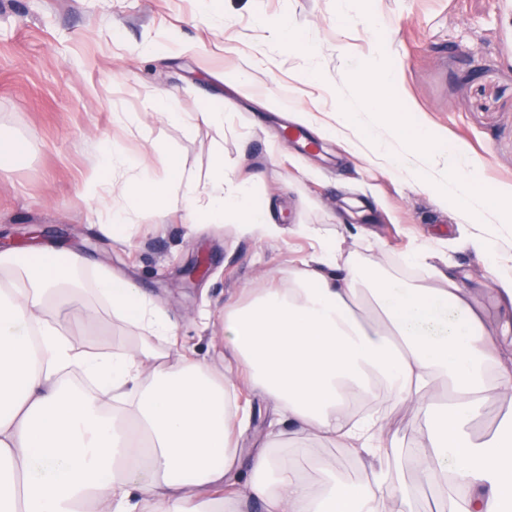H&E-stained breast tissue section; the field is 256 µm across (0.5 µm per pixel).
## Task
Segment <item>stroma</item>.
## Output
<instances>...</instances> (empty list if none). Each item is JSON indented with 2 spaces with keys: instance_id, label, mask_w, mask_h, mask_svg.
Here are the masks:
<instances>
[{
  "instance_id": "35a3bbf8",
  "label": "stroma",
  "mask_w": 512,
  "mask_h": 512,
  "mask_svg": "<svg viewBox=\"0 0 512 512\" xmlns=\"http://www.w3.org/2000/svg\"><path fill=\"white\" fill-rule=\"evenodd\" d=\"M210 8L202 0H0V129L27 146L15 168L0 173V242L84 256L78 278L90 303L101 268L131 280L178 326L177 343L157 339L158 351L190 354L223 374L225 311L247 303L250 289L287 284L309 241H262L230 219L189 226L180 213L151 207L108 237L95 204L80 197L108 142L129 162H148L161 180L173 162L206 182L219 157L225 171L247 178L252 206L272 222L320 227L343 254L389 274L417 280L401 260L414 239H433L493 326L512 324L488 258L465 244L470 221L406 174L323 135L338 109L367 112L388 94L396 125L373 120L348 141L422 129L469 152L481 185L512 187V0H215ZM281 20L294 50L266 28ZM185 41L196 51L179 52ZM140 44L146 52L131 53ZM371 66L389 71L392 85L361 82ZM169 90L180 98L177 120L151 104ZM206 102L223 112V130L196 120ZM303 112L312 121H301ZM309 141L323 153L306 149ZM200 251L211 266L193 279L187 269ZM141 333L105 305L97 328L72 331L74 344L94 353ZM249 414L243 447L274 428L283 451L313 445L344 478L363 480L346 449L293 434L263 400L251 399ZM385 423L405 448L426 439L412 404H390Z\"/></svg>"
}]
</instances>
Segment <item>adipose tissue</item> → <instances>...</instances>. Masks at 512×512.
Instances as JSON below:
<instances>
[{
  "label": "adipose tissue",
  "mask_w": 512,
  "mask_h": 512,
  "mask_svg": "<svg viewBox=\"0 0 512 512\" xmlns=\"http://www.w3.org/2000/svg\"><path fill=\"white\" fill-rule=\"evenodd\" d=\"M396 167L418 159L414 182L484 225L512 224V190L496 207L476 186L471 157L449 153L426 132L381 144ZM119 156L104 148L83 201L98 204L104 234L141 207L181 187L187 223L242 219V233L280 238L283 229L252 209L246 189L224 170L205 186L147 166L122 209ZM313 251L287 286L257 288L224 318V348L235 366L217 376L204 361H161L150 336L176 328L140 288L101 270L96 291L120 320L147 333L108 356L77 348L72 325L96 326L81 303L77 253L61 263L33 251H0V512H224L261 502L264 512H416L405 467L434 483L437 512H512V412L476 431L492 396H512V337L496 333L484 307L447 260L426 244L406 254L428 277L407 282L371 265L340 261L335 242L307 224ZM271 402L298 433L346 448L371 483L353 486L313 452L287 459L267 442L248 459L250 477L225 498L241 458L236 437L248 410L237 384ZM415 403L428 426L424 447L398 463L397 437L381 419H355V395ZM325 472L312 484L308 469Z\"/></svg>",
  "instance_id": "1"
}]
</instances>
